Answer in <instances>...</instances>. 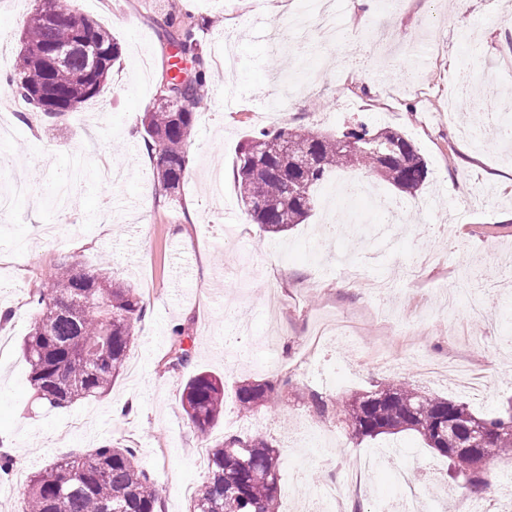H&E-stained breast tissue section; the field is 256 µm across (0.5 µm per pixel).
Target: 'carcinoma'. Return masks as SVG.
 I'll use <instances>...</instances> for the list:
<instances>
[{
    "mask_svg": "<svg viewBox=\"0 0 512 512\" xmlns=\"http://www.w3.org/2000/svg\"><path fill=\"white\" fill-rule=\"evenodd\" d=\"M58 21L45 23L39 13L23 20L18 67L6 84L48 119L62 110L41 108L45 95L84 103L97 96L120 58V44L106 27L93 23L91 43L99 49L103 69L89 76L83 48L71 52L66 65L46 74L43 46L78 36L73 18L77 0H53ZM183 56L200 62L192 29L169 33ZM205 71L198 69L187 85L174 84L170 98L157 100L144 118V145L165 192L178 194L187 164L186 144L203 98ZM393 149L378 141L365 124L336 135H314L293 129L260 131L241 145L236 163L237 189L247 216L267 233H282L302 223L314 207L316 188L341 168L380 176L403 193L417 191L427 166L403 134L389 131ZM349 137L361 150L346 158L340 139ZM50 294L36 293L43 306L40 319L25 337L23 351L30 365L29 382L37 399L49 409H62L80 399L107 392L123 369L134 342L135 325L144 310L138 289L112 281L108 262L86 271L72 262L60 268ZM185 329L173 331L168 368L191 364L184 347ZM224 378L207 372L191 375L182 390L183 408L191 424L207 434L224 413ZM275 388L268 382L241 381L234 395L246 416L269 402ZM345 420L358 438L414 431L449 461L456 478L471 491L491 486L486 463L512 450V405L494 416H478L464 403L428 397L399 384L355 396ZM469 427L489 437L474 452H459ZM208 476L194 498L193 512H277L279 450L271 443L240 436L207 444ZM26 512H162L157 489L136 461L132 448L109 442L73 458L47 465L28 485Z\"/></svg>",
    "mask_w": 512,
    "mask_h": 512,
    "instance_id": "obj_1",
    "label": "carcinoma"
}]
</instances>
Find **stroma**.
I'll return each instance as SVG.
<instances>
[{"label":"stroma","instance_id":"1","mask_svg":"<svg viewBox=\"0 0 512 512\" xmlns=\"http://www.w3.org/2000/svg\"><path fill=\"white\" fill-rule=\"evenodd\" d=\"M316 0H78L82 15L108 27L121 44V63L95 98L67 113L51 130L16 124L0 141L13 153L11 167L0 170V184L37 172L42 186L0 212V454L13 462L0 476V512H23L24 493L34 473L46 465L120 441L135 449L161 498L162 512H189L191 497L183 486L200 490L207 466L194 453L206 439L237 434L242 421L234 399L209 434L189 425L181 387L189 374L223 375L227 388L252 379L275 387L273 400L261 407L260 438L284 447L296 439V415L341 430L343 452L371 454L397 446L398 458H383L366 478L360 512H377L400 493L397 471L435 467L448 461L414 433L359 439L346 430L344 408L351 396L406 383L419 392L467 402L478 415L498 413L512 400V357L492 355L488 342L512 334L506 317L512 298L490 295L489 317L471 319L466 305L416 324L440 285L460 282L462 269L485 280L512 250V152L493 133L483 141L462 137L467 115L460 89L463 74L479 73L473 87L489 103L512 94V17L506 0H409L405 11L391 13L386 0H374L370 23H362L356 0H340L359 34L320 52V32L308 54L273 52L270 40L289 26L291 16L311 13ZM38 0H0V76L13 73L21 23ZM193 26L207 69L204 98L195 115L187 146L188 165L177 196L162 190L142 140L146 108L165 91L174 47L169 24ZM390 34L378 46L374 24ZM234 31L236 66L225 72L217 58L225 31ZM297 87L284 114L266 111L279 80ZM401 132L427 163L425 183L415 193L398 192L376 182L378 198L351 201L354 224L371 228L381 218L378 199L408 207L412 232L378 255L374 239L346 232L339 248L359 264L367 279L390 288L381 304L408 333L392 331L375 320L366 292L340 287L336 267L312 249L315 230L336 220L327 212L329 197L354 172L338 171L317 191L309 217L278 237L260 230L244 214L233 168L236 152L251 132L283 127L332 134L357 122ZM81 151L89 167L122 168L125 180L104 185L87 180L74 186L68 215L46 202L62 167ZM219 172L224 198L215 202L209 175ZM470 191L459 194L457 180ZM454 224V240L438 234L443 221ZM437 261L418 278L397 279L399 267L416 253ZM109 258L112 277L138 288L144 314L137 339L119 377L98 398L49 411L35 405L29 366L21 349L39 314L33 300L55 270L71 261L94 270ZM341 313L356 323L355 348L323 349L317 369L301 357L320 315ZM194 338L189 370L170 371L169 345L175 326ZM433 355L461 353L486 374L487 391L458 385L455 378L422 379L406 357L415 348ZM379 352L392 359L389 369L369 358ZM328 403L317 416L309 396ZM326 478L324 470L301 455L280 458L279 512H290L289 490L307 496Z\"/></svg>","mask_w":512,"mask_h":512}]
</instances>
